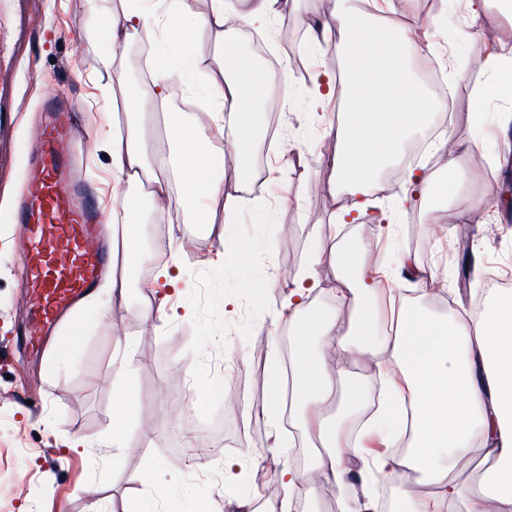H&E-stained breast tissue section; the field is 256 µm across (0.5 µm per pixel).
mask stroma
<instances>
[{"mask_svg": "<svg viewBox=\"0 0 512 512\" xmlns=\"http://www.w3.org/2000/svg\"><path fill=\"white\" fill-rule=\"evenodd\" d=\"M462 0H372L379 17L395 16L412 25L432 20L433 56H446L448 71L467 70L464 83H448L454 103L446 133L458 141L484 130L483 157L459 161V187L444 200L419 197L403 202L401 176L384 172L369 188L367 207L344 212L347 198L326 192L322 162L336 148L326 137L329 113L314 109L306 83L314 71L336 67L335 46L314 51L305 22L329 15L332 0H287L280 19L267 28L271 55L280 63L270 86L286 138L273 140V153L256 147L255 159L268 176L259 206L199 223H169L150 204L129 214L139 225V247L146 259L130 277L125 310L100 317L109 308L100 295L97 309L71 328L76 345L64 361L32 362L21 349L19 326L26 323L19 288V229L12 222L23 201L33 163V132L43 114L45 88L63 92L78 106L87 140L86 187L102 213L113 207L106 142L99 131L125 134L129 118L101 105L110 75L99 72L84 46L89 17L86 0H0V512H132L148 503L152 512H247L256 502L295 512V504L324 501L328 493L356 500L355 487L301 483L291 491L278 484L281 471L308 473L311 464L298 420H287L286 406L270 390L285 378L283 343L290 334L278 313L282 290L272 281L292 278L318 252L327 225L363 267L385 271L392 295H379L381 317L392 314L390 297L408 296L423 309L445 317L472 312L492 293L491 278L512 271V134L496 133L498 113L512 109V90L490 76L473 54L475 41L460 37L468 19ZM202 101L187 97L173 83L165 106L146 110L150 136ZM487 206L476 209L478 199ZM468 219V249L441 218ZM395 226L393 240L380 233ZM227 234L243 257L217 255V237ZM172 250L190 286L171 291L157 279V253ZM431 273L427 294L415 292V269ZM168 298L177 315L170 321L142 323L146 303ZM235 305L225 310V298ZM348 372L361 406L351 424H360L384 387L375 359L356 353L326 352ZM127 387L134 408L124 428L130 449L112 448L114 392ZM236 460L233 480L224 463ZM99 487L96 496L85 486Z\"/></svg>", "mask_w": 512, "mask_h": 512, "instance_id": "obj_1", "label": "stroma"}]
</instances>
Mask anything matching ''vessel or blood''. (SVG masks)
Wrapping results in <instances>:
<instances>
[{"instance_id": "b4317fda", "label": "vessel or blood", "mask_w": 512, "mask_h": 512, "mask_svg": "<svg viewBox=\"0 0 512 512\" xmlns=\"http://www.w3.org/2000/svg\"><path fill=\"white\" fill-rule=\"evenodd\" d=\"M42 110L39 155L14 215L25 243L21 286L31 301L26 344L34 351L111 259L98 215L84 200V156L73 142L75 107L50 88Z\"/></svg>"}]
</instances>
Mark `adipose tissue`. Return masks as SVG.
Masks as SVG:
<instances>
[{"label":"adipose tissue","instance_id":"1","mask_svg":"<svg viewBox=\"0 0 512 512\" xmlns=\"http://www.w3.org/2000/svg\"><path fill=\"white\" fill-rule=\"evenodd\" d=\"M245 7L229 12L224 0H171L167 15L126 5L100 20L98 0H87L89 26L86 50L101 71L116 72L115 46L138 34L160 33L169 50L163 68L154 70L148 95L164 103L172 82H181L190 97L206 99L208 121L198 114L168 133L157 150L148 151L140 133L129 129L109 141L112 174L118 183H149L147 197L156 209L182 213V201L206 202L207 212L232 213L247 197L224 191L226 174L243 181L253 169L255 136L265 122L259 109L261 91L274 80L259 71L235 47L232 36L245 27L263 29L277 12L279 0H243ZM330 22L318 25L323 42L340 32L336 51L345 63L343 76L323 70L316 74L315 106L323 109L341 97L343 118L328 134L337 149L324 159L329 195L346 194L349 211H361L369 186L381 171L399 163L404 141L426 136L442 101L428 95L408 68L411 56L430 50L416 29L393 20L378 25L375 14L352 6L332 10ZM206 34L224 52L219 74L205 85L197 83V61L181 46L196 34ZM110 50H103V43ZM207 137L222 141L223 154L200 152L197 142ZM447 152L445 174L436 178L407 168L405 187L420 195L445 198L457 188V159L479 153L473 140L434 144ZM184 189L172 194L173 185ZM340 267L344 286L337 312L322 322L305 323L306 301L320 286L319 269ZM379 272L353 264L346 246L328 227L322 248L306 272L295 275L283 301L279 320L293 332L291 364L295 406L314 450V466L323 479L337 485L360 477L362 496H369L378 473L414 470L422 473L428 490L395 502L396 512H512V292L483 307L479 314L458 313L436 318L404 305L396 328L379 324V312L367 303L378 290ZM325 345L381 358L384 367L400 369L401 384H388L389 407L384 415L392 429L383 433L391 452L373 455L350 440L342 425L323 415L310 416L309 405L326 404L334 394L333 373L321 367L314 337ZM361 462L352 471L350 458ZM491 469L475 481L459 473L475 461Z\"/></svg>","mask_w":512,"mask_h":512}]
</instances>
